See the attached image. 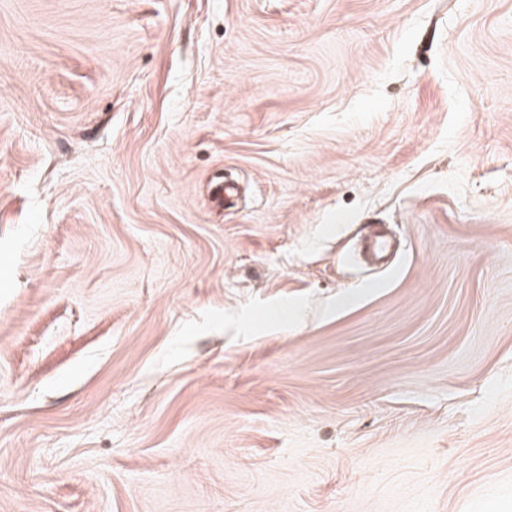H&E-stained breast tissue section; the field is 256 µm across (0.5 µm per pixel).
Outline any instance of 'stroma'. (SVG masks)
Segmentation results:
<instances>
[{"label":"stroma","instance_id":"obj_1","mask_svg":"<svg viewBox=\"0 0 512 512\" xmlns=\"http://www.w3.org/2000/svg\"><path fill=\"white\" fill-rule=\"evenodd\" d=\"M0 512H512V0H0Z\"/></svg>","mask_w":512,"mask_h":512}]
</instances>
